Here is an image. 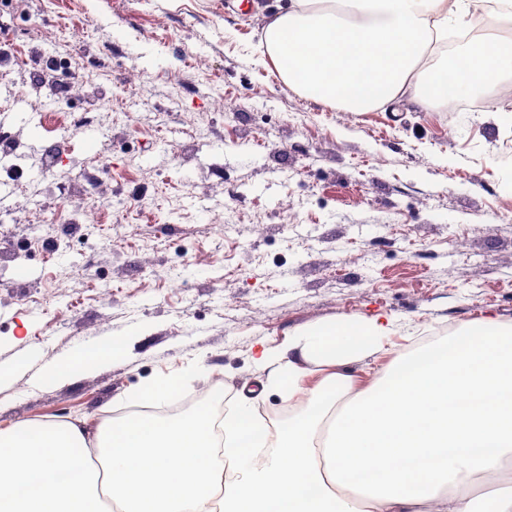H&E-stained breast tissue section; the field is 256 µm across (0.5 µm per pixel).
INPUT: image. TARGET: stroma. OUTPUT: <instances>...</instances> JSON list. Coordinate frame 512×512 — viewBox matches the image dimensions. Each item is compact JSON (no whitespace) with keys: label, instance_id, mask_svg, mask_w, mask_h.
I'll return each instance as SVG.
<instances>
[{"label":"stroma","instance_id":"obj_1","mask_svg":"<svg viewBox=\"0 0 512 512\" xmlns=\"http://www.w3.org/2000/svg\"><path fill=\"white\" fill-rule=\"evenodd\" d=\"M0 0V27L32 54L0 62V211L81 212L91 189L145 208L155 223L45 224L0 232V429L15 420H85L125 408V394L191 367L181 401L233 398L265 375L259 346L304 328L388 313L402 328L385 354L348 365L369 382L433 333L493 313L512 321V97L485 87L467 106L378 108L343 118L292 90L260 46L277 0H69L88 39L48 25L61 0ZM75 62L59 79L56 59ZM112 115L87 130H49L54 109ZM228 104L216 110L217 100ZM208 126L199 148L189 124ZM86 171L67 202L41 174ZM38 177L32 193L11 180ZM223 215L226 228L208 224ZM79 275L58 286L61 269ZM190 288L173 287L175 278ZM105 342L114 362L45 386L50 366Z\"/></svg>","mask_w":512,"mask_h":512}]
</instances>
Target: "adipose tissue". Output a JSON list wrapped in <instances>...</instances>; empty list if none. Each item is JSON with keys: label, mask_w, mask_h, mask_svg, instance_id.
Masks as SVG:
<instances>
[{"label": "adipose tissue", "mask_w": 512, "mask_h": 512, "mask_svg": "<svg viewBox=\"0 0 512 512\" xmlns=\"http://www.w3.org/2000/svg\"><path fill=\"white\" fill-rule=\"evenodd\" d=\"M479 2L287 0L262 47L288 87L327 107L448 108L512 76V51L496 37L448 51L449 28L512 19V0L483 12ZM398 329L374 314L261 348L262 393L299 408L272 426L252 401L240 404L224 418L220 459L206 409L149 415L178 395L176 374L127 392L136 414L91 432L80 420L17 422L0 431V512H512V322L473 321L365 385L346 373ZM122 350L95 346L42 381L82 376ZM311 363L326 374L309 388Z\"/></svg>", "instance_id": "1"}]
</instances>
